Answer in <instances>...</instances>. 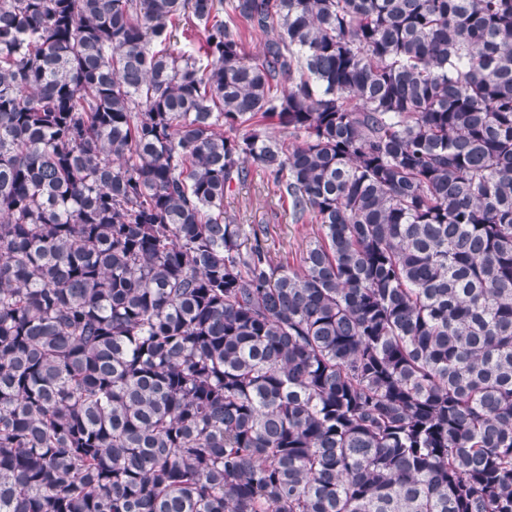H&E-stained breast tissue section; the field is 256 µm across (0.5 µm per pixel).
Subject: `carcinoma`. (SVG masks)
I'll return each mask as SVG.
<instances>
[{
	"label": "carcinoma",
	"instance_id": "obj_1",
	"mask_svg": "<svg viewBox=\"0 0 512 512\" xmlns=\"http://www.w3.org/2000/svg\"><path fill=\"white\" fill-rule=\"evenodd\" d=\"M0 512H512V0H0ZM267 182L264 172L252 167L248 183L225 196L224 208L239 224H267L272 253L292 263L295 254L320 235V226L314 221L295 224L288 204L279 201Z\"/></svg>",
	"mask_w": 512,
	"mask_h": 512
}]
</instances>
